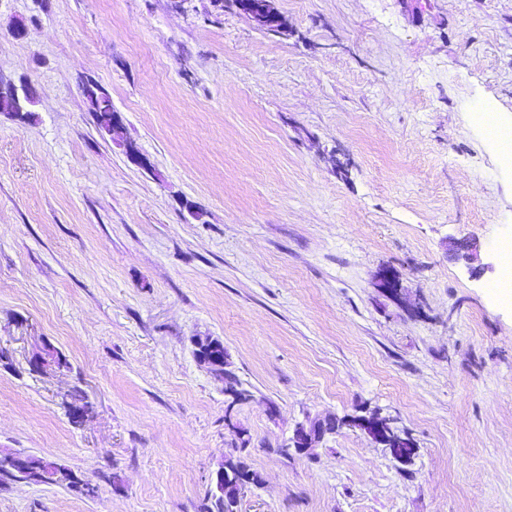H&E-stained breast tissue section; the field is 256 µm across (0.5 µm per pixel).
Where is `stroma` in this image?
Returning a JSON list of instances; mask_svg holds the SVG:
<instances>
[{"instance_id": "1", "label": "stroma", "mask_w": 512, "mask_h": 512, "mask_svg": "<svg viewBox=\"0 0 512 512\" xmlns=\"http://www.w3.org/2000/svg\"><path fill=\"white\" fill-rule=\"evenodd\" d=\"M277 5L284 35L221 0H0V76L39 94L0 113V453L97 488L12 481L0 512H203L244 437L238 512H512V168L474 121L512 124V0ZM205 337L252 387L230 427ZM46 344L67 366L31 371ZM364 406L412 464L344 423L285 449ZM96 83L105 90V92L95 90L97 96L95 117L97 121L98 130L101 133V135L104 136L107 135L104 132V128L107 127L112 117V113H115L116 111L112 106V97L109 91L105 87H103L98 81H96ZM248 443L249 439H242L240 448H234L233 451L224 454L225 481L230 482L240 474H252L255 477L260 476L257 471L251 468V466L246 462L245 457L242 455V453L246 450V445ZM224 479L223 481H220V476L218 475L217 482H219L218 490L220 492H222V487L224 488Z\"/></svg>"}]
</instances>
